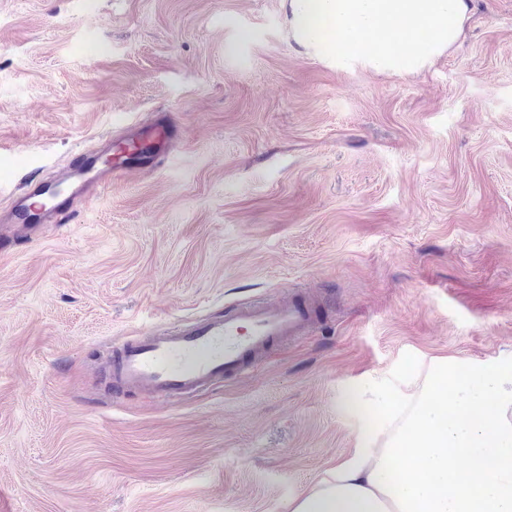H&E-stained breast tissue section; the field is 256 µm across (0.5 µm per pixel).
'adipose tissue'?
<instances>
[{"mask_svg":"<svg viewBox=\"0 0 512 512\" xmlns=\"http://www.w3.org/2000/svg\"><path fill=\"white\" fill-rule=\"evenodd\" d=\"M289 30L339 67L418 72L453 46L468 0H286ZM287 512H512V361L433 359L362 420L352 456Z\"/></svg>","mask_w":512,"mask_h":512,"instance_id":"1","label":"adipose tissue"}]
</instances>
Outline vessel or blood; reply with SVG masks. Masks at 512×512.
<instances>
[{"mask_svg": "<svg viewBox=\"0 0 512 512\" xmlns=\"http://www.w3.org/2000/svg\"><path fill=\"white\" fill-rule=\"evenodd\" d=\"M178 136L177 128L165 121L132 125L113 140L111 162L93 151L69 157L54 181L68 185V192L52 193L47 182L17 189L11 207L0 213V252L34 239L43 225L68 223L76 203L92 199L129 158L144 152L159 158ZM312 322L309 306L287 298L233 307L223 316L168 330L150 329L114 346L112 388L123 395L149 392L167 402L222 378H244L266 362L274 344L302 335Z\"/></svg>", "mask_w": 512, "mask_h": 512, "instance_id": "1", "label": "vessel or blood"}]
</instances>
